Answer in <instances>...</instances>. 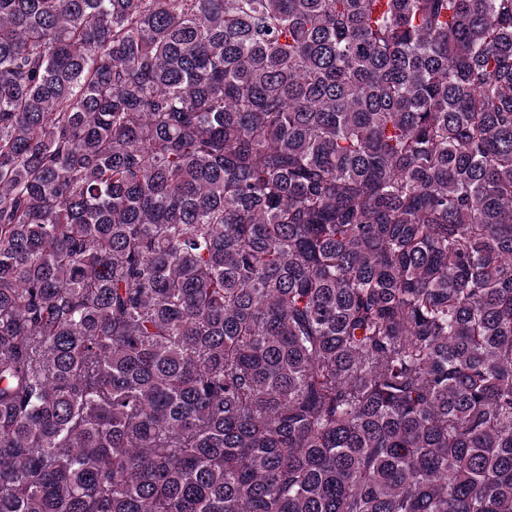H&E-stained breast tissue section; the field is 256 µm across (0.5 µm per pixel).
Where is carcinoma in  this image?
Returning <instances> with one entry per match:
<instances>
[{
	"mask_svg": "<svg viewBox=\"0 0 512 512\" xmlns=\"http://www.w3.org/2000/svg\"><path fill=\"white\" fill-rule=\"evenodd\" d=\"M0 512H512V0H0Z\"/></svg>",
	"mask_w": 512,
	"mask_h": 512,
	"instance_id": "cac0c4a2",
	"label": "carcinoma"
}]
</instances>
